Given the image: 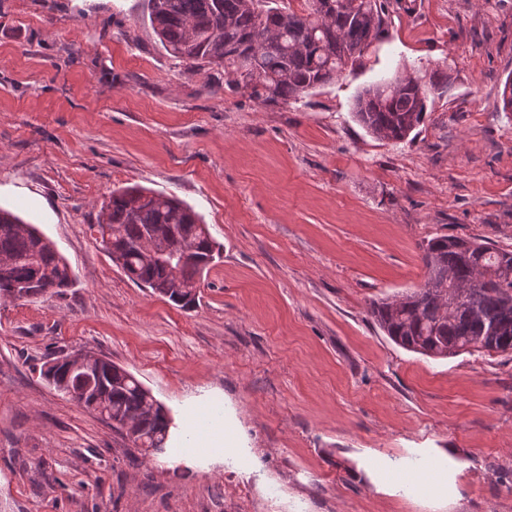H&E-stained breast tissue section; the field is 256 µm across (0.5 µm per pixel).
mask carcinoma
I'll use <instances>...</instances> for the list:
<instances>
[{
  "instance_id": "1",
  "label": "carcinoma",
  "mask_w": 512,
  "mask_h": 512,
  "mask_svg": "<svg viewBox=\"0 0 512 512\" xmlns=\"http://www.w3.org/2000/svg\"><path fill=\"white\" fill-rule=\"evenodd\" d=\"M298 12L277 0H149L148 20L161 46L190 70L231 69L234 82L251 88L258 99L298 100L312 89L333 83L388 33V0H305ZM426 113L425 88L416 78L396 77L383 95L363 91L355 115L368 130L402 141ZM150 224H162L174 237L190 238L194 258L182 264L184 286H199L214 259L207 227L184 201L139 186L113 190L103 200L97 232L110 258L134 283L161 292L175 305L191 309L198 294L180 291L163 259L146 261L138 244ZM0 254L11 261L0 271V297L15 284L34 281L41 292L71 287L67 261L33 224L0 207ZM425 282L393 301L371 304L380 329L400 347L432 358L462 353H512V250L487 240L440 236L423 246ZM60 356L41 375L61 392L108 391L107 411L98 412L112 429L140 412L146 391L126 369L107 361L99 370L73 371ZM171 419L163 407L143 415L138 432L127 435L137 448L162 453Z\"/></svg>"
}]
</instances>
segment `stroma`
Here are the masks:
<instances>
[{
	"label": "stroma",
	"mask_w": 512,
	"mask_h": 512,
	"mask_svg": "<svg viewBox=\"0 0 512 512\" xmlns=\"http://www.w3.org/2000/svg\"><path fill=\"white\" fill-rule=\"evenodd\" d=\"M148 14V0H0V206L74 279L0 299V512H512V354L426 357L370 313L424 282V241L512 250V0H392L360 66L288 102L184 68ZM397 73L428 88L402 141L354 113ZM134 185L185 201L220 247L193 309L137 286L98 240L102 201ZM79 351L178 420L221 394L237 446L144 456L41 378ZM432 448L465 465L455 504L363 469L426 473Z\"/></svg>",
	"instance_id": "stroma-1"
}]
</instances>
